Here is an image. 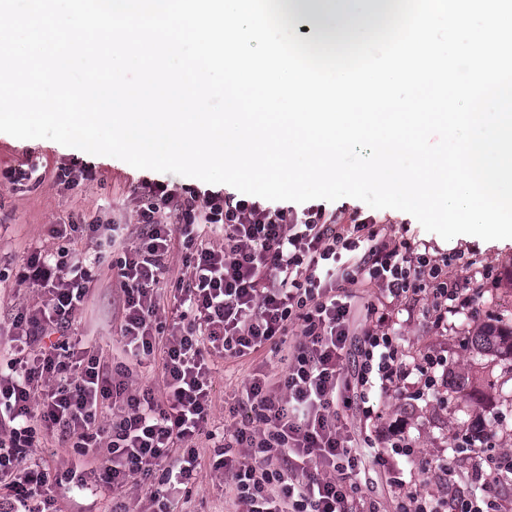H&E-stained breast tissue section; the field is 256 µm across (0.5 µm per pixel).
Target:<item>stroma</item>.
I'll return each mask as SVG.
<instances>
[{"label": "stroma", "instance_id": "35a3bbf8", "mask_svg": "<svg viewBox=\"0 0 512 512\" xmlns=\"http://www.w3.org/2000/svg\"><path fill=\"white\" fill-rule=\"evenodd\" d=\"M92 171L89 180L64 184L60 168ZM22 169L29 179L15 182L8 171ZM163 181L177 193L209 191V184L172 173L140 170L110 156L91 155L48 139L22 140L0 133V362L11 357L13 319L18 311L40 304V292L18 283L15 272L34 247L56 251L61 240L51 238L49 225L67 219L80 224L126 225L130 240L141 230L137 222L138 202L134 187L142 182ZM389 234L426 243L433 259L459 257L448 274L462 282L463 291L475 298V312L456 314L439 321L428 297L398 302L395 331L407 362L419 363L435 354L446 355L453 374L464 388L438 387L426 398L416 396L412 386L385 396L374 407V422H385L406 410L414 412L412 434L419 457L414 462L391 458L383 467L368 459L359 483L380 512H397L402 496L441 493L439 475L449 470L448 481L457 491L475 490L470 476L490 473L492 460L512 454V352L473 346L477 333L488 326L512 324V239L485 241L472 235L444 240L426 231L410 214L387 210ZM123 293L108 266H101L89 292L88 302L72 330L92 351L111 360L121 350L119 326ZM260 367L278 373L285 369L284 353L268 347L258 355L240 359L215 358L211 367L212 408L207 436L197 443L201 466L186 488L177 491L175 512H225L223 471L214 469L216 447L225 433L243 419L236 406L244 384ZM483 419L491 448L471 449L462 439L461 420Z\"/></svg>", "mask_w": 512, "mask_h": 512}]
</instances>
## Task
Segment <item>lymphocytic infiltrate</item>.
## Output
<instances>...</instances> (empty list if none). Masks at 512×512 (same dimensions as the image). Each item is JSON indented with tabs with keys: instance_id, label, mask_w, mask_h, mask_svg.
Listing matches in <instances>:
<instances>
[{
	"instance_id": "f902f5d3",
	"label": "lymphocytic infiltrate",
	"mask_w": 512,
	"mask_h": 512,
	"mask_svg": "<svg viewBox=\"0 0 512 512\" xmlns=\"http://www.w3.org/2000/svg\"><path fill=\"white\" fill-rule=\"evenodd\" d=\"M138 199L137 243L126 244L116 224L94 256L38 249L16 272L43 300L18 318L17 356L0 371V512H57L65 483L117 495L148 478L151 506L168 512L172 491L200 466L195 441L211 413V356L242 358L269 345L286 349V369L251 375L249 413L215 463L228 476L231 512H349L364 448L414 459L407 418L358 441L340 408L361 402L368 418L373 394L388 395L412 378L423 396L448 381L445 356L403 360L386 306L426 289L440 313L472 311L471 297L443 264L420 243L392 239L386 217L358 207L272 208L221 192L179 195L162 182L143 184ZM219 234L224 246L217 249L208 238ZM177 239L189 253L173 285L177 320L165 337L159 290ZM104 261L124 296L125 347L163 354L161 390L131 389L127 366L105 365L69 334ZM361 285L377 286L384 301L368 306L358 334L349 291ZM106 408L112 418L103 416ZM55 430L72 438L82 472L58 477L49 463L28 464ZM509 474L512 458L484 476L482 497L411 495L399 512H493L496 487Z\"/></svg>"
}]
</instances>
